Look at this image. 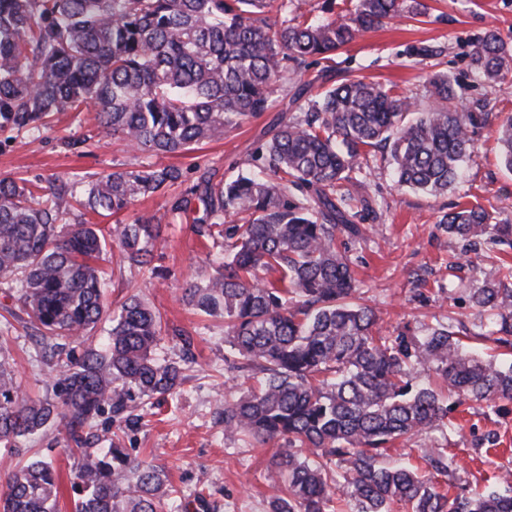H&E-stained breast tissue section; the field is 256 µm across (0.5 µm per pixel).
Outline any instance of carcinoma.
<instances>
[{
  "mask_svg": "<svg viewBox=\"0 0 512 512\" xmlns=\"http://www.w3.org/2000/svg\"><path fill=\"white\" fill-rule=\"evenodd\" d=\"M274 0H0V131L30 133L55 112H96L102 131L141 153L191 151L267 111L293 68L328 62L363 32L400 15L425 16L426 0H355L310 20H271ZM489 82L512 70V45L492 31L471 55ZM435 104L420 112L378 82L320 79L298 89L307 111L282 113L227 177L206 169L163 214L130 223L90 224L138 199L185 182L177 166L142 165L88 180L0 177V289L19 304L41 358L56 373L57 399L19 398L0 356V446L10 454L48 426L80 451L71 490L74 512H165L177 490L165 471L116 443L93 447L95 420L108 414L138 427L135 396H169L182 386L179 361L159 360L160 315L132 295L116 310L104 298L95 262L116 247L122 262L147 267L163 229L185 222L219 249L207 278L185 300L224 318L233 368L243 373L224 400V430L280 443L278 493L270 512H328L333 494L353 512H512V495L493 487L449 493L415 469L386 461L387 444L445 429L448 399L497 407L512 402V361L472 351L452 321L417 336L382 334L376 311L360 302L352 260L336 235H361L356 219L374 211L358 194L359 159L387 151L399 186L448 192L491 112H468L454 81L430 77ZM498 142L512 170V115ZM438 223L470 250H512V224L461 207ZM275 273L273 280L260 274ZM512 266L470 289L490 337L512 350ZM422 366L436 382L415 386ZM427 458L448 475L454 460L436 446ZM0 512H55L59 475L30 457L5 472Z\"/></svg>",
  "mask_w": 512,
  "mask_h": 512,
  "instance_id": "obj_1",
  "label": "carcinoma"
}]
</instances>
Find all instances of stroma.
<instances>
[{"mask_svg":"<svg viewBox=\"0 0 512 512\" xmlns=\"http://www.w3.org/2000/svg\"><path fill=\"white\" fill-rule=\"evenodd\" d=\"M435 7L440 14L437 20L421 23L403 17L337 51L331 61L336 78L351 74L396 84L398 91L412 96L418 108L425 109L433 102L428 79L441 71L457 81L470 110L512 113V72L503 82L488 84L469 66L470 55L485 32L496 31L504 41L512 42V0H436ZM424 47L437 49V56H422ZM317 71L313 65L289 76L267 112L187 154L133 152L115 139L100 136L78 156L66 150L62 141L93 130L94 115L57 113L50 128L39 133L14 139L0 132V175L45 181L80 179L147 163L197 164L224 173L245 158L278 115L297 112L292 97ZM497 128L493 122L476 135L475 148L457 182L441 196L399 188L388 162L372 161L365 167L366 191L375 211L362 222L364 239L348 242L347 247L364 299L377 310L384 330L407 325L419 334L434 319L451 312L465 326L473 325L465 291L482 285L500 252L482 246V261L471 267L473 252L445 232L437 218L460 205H478L496 210L502 222L512 224V172L500 161ZM152 264L165 270V277L124 267L108 277L105 299L116 309L130 295H139L162 317L158 356L175 360L186 353L190 361L187 379L176 395L139 399L137 412L142 424L123 434V446L132 456L164 469L181 498L190 501V512H269L274 476L271 463L277 444L225 432L217 408L242 375L224 363L223 319L199 314L183 300L192 283L213 271L191 225L169 226ZM420 287L431 290L429 301H414ZM15 308L14 299L0 292V351L14 361L19 395L54 398V376L35 353L26 315H15ZM176 329L190 337V349H183L173 337ZM450 419L452 425L447 430H433L408 443L395 444L389 451L390 460L410 463L426 474L430 467L425 449L434 444L447 448L456 461L447 481L459 491L498 485L499 475L512 473V402L501 412L468 402L457 406ZM30 448L52 462L60 474L59 512H73L69 483L78 462L77 451L69 449L63 433L53 427L31 441Z\"/></svg>","mask_w":512,"mask_h":512,"instance_id":"obj_1","label":"stroma"}]
</instances>
